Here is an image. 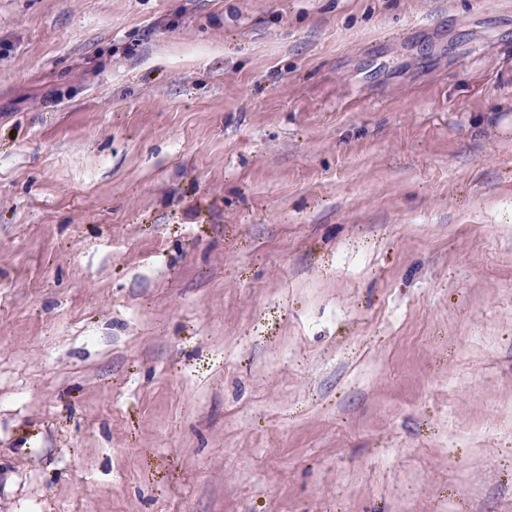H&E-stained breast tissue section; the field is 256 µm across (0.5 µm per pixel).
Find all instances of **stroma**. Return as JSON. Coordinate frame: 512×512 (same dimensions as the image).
<instances>
[{
	"instance_id": "obj_1",
	"label": "stroma",
	"mask_w": 512,
	"mask_h": 512,
	"mask_svg": "<svg viewBox=\"0 0 512 512\" xmlns=\"http://www.w3.org/2000/svg\"><path fill=\"white\" fill-rule=\"evenodd\" d=\"M0 512H512V0H0Z\"/></svg>"
}]
</instances>
